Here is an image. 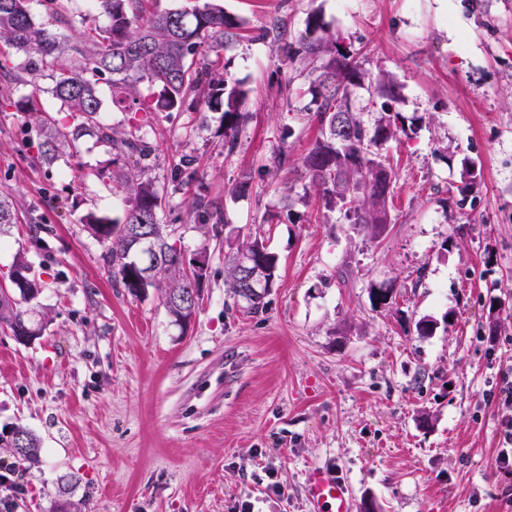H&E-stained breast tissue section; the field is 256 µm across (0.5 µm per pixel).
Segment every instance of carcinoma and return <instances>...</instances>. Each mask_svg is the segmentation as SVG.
I'll list each match as a JSON object with an SVG mask.
<instances>
[{"label": "carcinoma", "instance_id": "1", "mask_svg": "<svg viewBox=\"0 0 512 512\" xmlns=\"http://www.w3.org/2000/svg\"><path fill=\"white\" fill-rule=\"evenodd\" d=\"M147 0H97L100 21L85 25L71 47L72 57L60 61L62 38L35 22L29 0H0V45L25 56L24 72L16 80L29 83L33 91L21 108L41 115L37 130L40 158L52 165L74 151L81 136L94 131L111 145L115 158H135L134 167L114 171L94 167L84 177L103 184L121 181L123 218L114 220L89 213L83 221L91 234L104 244L103 259L112 268L121 287L139 296L149 288H163L164 304L172 322L187 324L196 314L199 302L192 293L202 288L207 273L187 272L182 247L171 241L160 213L168 201L165 190L151 178L154 149L143 136L118 131L100 120V86L130 101L136 112H182L186 100L202 96L199 105L224 106V149L234 152L241 112L247 92L241 88L226 91L221 50L224 43L240 39L283 43L285 60L311 65L314 74L315 119L318 136L303 159L305 177L321 198L323 208L339 211L352 224L376 237L389 223L388 195L393 171L378 152V146L405 131L400 113L391 103L398 98L392 77L380 75L374 92L382 99L379 116L367 124L361 112L351 107L354 90L362 85L366 73L355 61L340 36L325 31L319 18L310 16L305 29L291 41L277 23L251 34L235 17L217 3H205L190 10L176 8L161 13L146 10ZM51 72V95L66 111L79 118L68 124L39 108L40 88L34 78ZM157 88L142 95L140 86ZM194 157L184 155L174 165V178L185 183L192 177ZM196 209L201 221L221 220L220 207L202 198ZM21 223L17 205L8 193H0V233ZM258 271L264 291L256 292L249 273ZM277 258L256 237L242 242L224 255V279L234 298L248 302L256 312L264 307L265 289L277 278ZM13 287L0 288V327L8 328L16 340L27 344L41 335L43 324L31 321V303L42 292V284L32 266L19 260L10 272ZM11 450L20 463H32L39 454L38 439L25 427L13 428L0 445Z\"/></svg>", "mask_w": 512, "mask_h": 512}]
</instances>
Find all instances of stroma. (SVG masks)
<instances>
[{
    "label": "stroma",
    "mask_w": 512,
    "mask_h": 512,
    "mask_svg": "<svg viewBox=\"0 0 512 512\" xmlns=\"http://www.w3.org/2000/svg\"><path fill=\"white\" fill-rule=\"evenodd\" d=\"M220 3L253 31L294 34L320 15L367 73L394 79L407 131L379 148L395 175L390 222L370 237L305 189L311 78L272 42L223 51L248 93L231 154L220 112H128L102 88L104 123L145 134L158 186L195 158L161 216L187 252H209L180 326L161 289L116 283L81 222L123 214L119 188L82 176L110 145L86 136L45 164L24 140L33 116L0 108V191L43 226L0 237V279L31 262L46 324L25 345L0 328V435L20 425L40 440L11 512H308L313 468L345 478L354 512H512V472L495 464L512 416V0ZM282 152L287 167L263 176ZM466 161L481 183L463 198ZM198 197L226 224L202 223ZM256 233L278 277L253 313L225 288L224 255ZM374 286L388 305L372 306ZM423 319L432 334L417 333Z\"/></svg>",
    "instance_id": "1"
}]
</instances>
